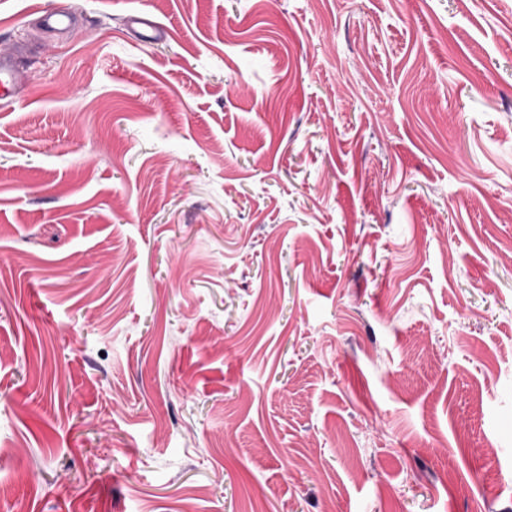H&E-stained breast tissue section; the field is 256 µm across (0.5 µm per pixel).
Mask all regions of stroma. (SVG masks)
I'll return each mask as SVG.
<instances>
[{"mask_svg":"<svg viewBox=\"0 0 512 512\" xmlns=\"http://www.w3.org/2000/svg\"><path fill=\"white\" fill-rule=\"evenodd\" d=\"M0 53V512H512V0H0ZM17 60L14 55L0 56V100L15 94Z\"/></svg>","mask_w":512,"mask_h":512,"instance_id":"stroma-1","label":"stroma"}]
</instances>
